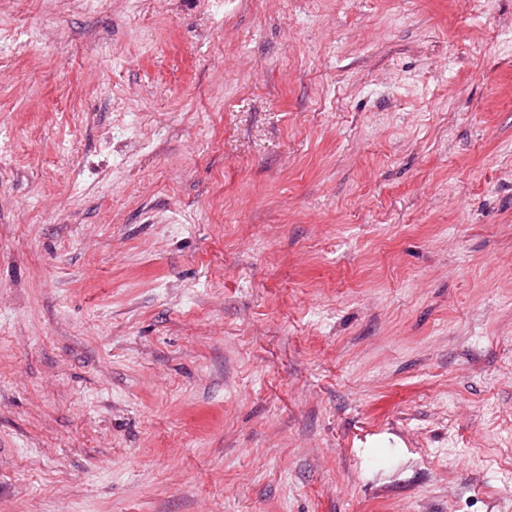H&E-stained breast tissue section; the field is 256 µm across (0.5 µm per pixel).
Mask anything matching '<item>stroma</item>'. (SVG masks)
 Returning <instances> with one entry per match:
<instances>
[{
    "label": "stroma",
    "instance_id": "35a3bbf8",
    "mask_svg": "<svg viewBox=\"0 0 512 512\" xmlns=\"http://www.w3.org/2000/svg\"><path fill=\"white\" fill-rule=\"evenodd\" d=\"M0 512H512V0H0Z\"/></svg>",
    "mask_w": 512,
    "mask_h": 512
}]
</instances>
